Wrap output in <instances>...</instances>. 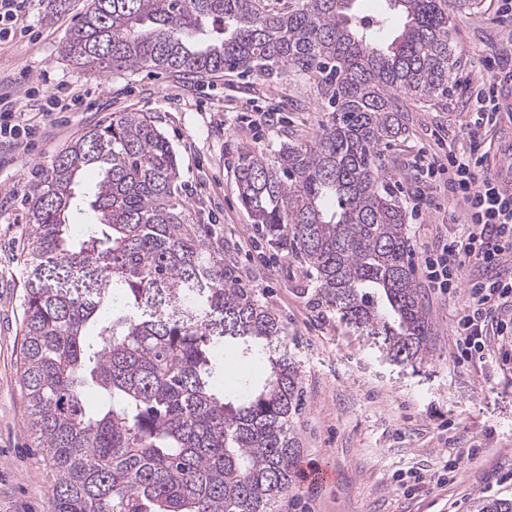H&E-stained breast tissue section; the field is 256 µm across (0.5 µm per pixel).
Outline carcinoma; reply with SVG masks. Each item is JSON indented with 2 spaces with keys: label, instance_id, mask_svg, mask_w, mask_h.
Returning <instances> with one entry per match:
<instances>
[{
  "label": "carcinoma",
  "instance_id": "obj_1",
  "mask_svg": "<svg viewBox=\"0 0 512 512\" xmlns=\"http://www.w3.org/2000/svg\"><path fill=\"white\" fill-rule=\"evenodd\" d=\"M89 0L62 46L95 73L153 68L313 82L332 111L311 145L236 158L253 224L292 251L318 299L395 361L416 366L432 328L409 262L406 215L381 147L406 134L402 98L448 95V0ZM98 180L85 187L81 173ZM22 387L27 430L54 473V512H269L293 484L300 372L280 320L193 223L177 156L145 112H118L37 170L25 198ZM94 224L76 236L68 213ZM96 331L90 343L87 335ZM265 362L232 395L224 353ZM104 405L86 409L85 390Z\"/></svg>",
  "mask_w": 512,
  "mask_h": 512
}]
</instances>
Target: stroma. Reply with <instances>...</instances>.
Returning <instances> with one entry per match:
<instances>
[{"label":"stroma","mask_w":512,"mask_h":512,"mask_svg":"<svg viewBox=\"0 0 512 512\" xmlns=\"http://www.w3.org/2000/svg\"><path fill=\"white\" fill-rule=\"evenodd\" d=\"M88 0H33L26 31L0 44V93L33 120L43 134L28 147L0 146V512H54L52 472L26 430L27 402L21 385L22 296L26 270L22 241L27 231V183L94 125L116 112H145L172 145L194 223L216 225L224 253L243 287L280 319L288 354L302 381L303 407L295 418L298 464L326 470L320 483L295 475L294 485L272 512H478L483 500L512 497V364L491 359L457 363L454 326L472 280L466 264L448 297L417 278L432 324L429 353L420 369L390 362L372 340L314 301L315 284L300 259L264 238L241 203L235 179L238 151L267 150L281 143L313 141L328 112L307 80L288 75H221L200 78L146 69L89 74L65 59L61 46ZM489 0L468 8L450 0V38L458 63L471 79L480 58L501 47ZM86 96L72 112L41 116L58 90ZM408 132L382 151L383 171L407 209L412 264H420L460 202L434 190L429 209L413 212L412 161L437 140L458 146L469 118L456 89L434 105L408 104ZM475 456L438 487L418 488L457 449Z\"/></svg>","instance_id":"obj_1"}]
</instances>
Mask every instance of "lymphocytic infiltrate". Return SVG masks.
I'll return each mask as SVG.
<instances>
[{"instance_id": "1", "label": "lymphocytic infiltrate", "mask_w": 512, "mask_h": 512, "mask_svg": "<svg viewBox=\"0 0 512 512\" xmlns=\"http://www.w3.org/2000/svg\"><path fill=\"white\" fill-rule=\"evenodd\" d=\"M485 79L469 88L472 116L466 124L467 141L460 148L436 154L419 150L413 161L418 180L443 187L463 205L457 221L461 235L438 237L423 259L428 287L453 294L467 261L485 271L473 283L455 325L459 360L482 362L492 353L512 358V177L489 172L483 150L488 132L502 119V98L512 86V70H504L497 55L484 56ZM498 350H491V339Z\"/></svg>"}]
</instances>
